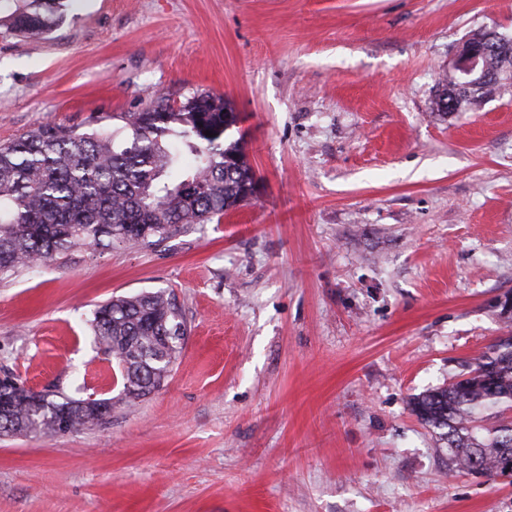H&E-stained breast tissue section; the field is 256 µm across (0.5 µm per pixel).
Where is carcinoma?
I'll use <instances>...</instances> for the list:
<instances>
[{"instance_id": "obj_1", "label": "carcinoma", "mask_w": 512, "mask_h": 512, "mask_svg": "<svg viewBox=\"0 0 512 512\" xmlns=\"http://www.w3.org/2000/svg\"><path fill=\"white\" fill-rule=\"evenodd\" d=\"M75 0H24L9 14L11 29L42 37ZM446 74L434 111L479 106L507 89L489 81L457 91ZM224 97L195 94L175 101L154 93L151 105L120 115L126 137L44 125L0 145V275L33 264H66L80 249L150 245L189 224H201L248 199L251 171L244 141L226 137ZM213 133L209 137L205 132ZM504 333L462 364L448 384L410 401L411 411L448 441V465L468 473L512 470V315ZM92 335L121 367L126 402L159 389L169 377L185 322L163 290L119 296L95 308ZM14 402L0 415V433L58 434L104 421L101 400L36 392L0 382Z\"/></svg>"}]
</instances>
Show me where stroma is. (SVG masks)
<instances>
[{
    "label": "stroma",
    "instance_id": "1",
    "mask_svg": "<svg viewBox=\"0 0 512 512\" xmlns=\"http://www.w3.org/2000/svg\"><path fill=\"white\" fill-rule=\"evenodd\" d=\"M478 29L512 37V0H76L39 39L0 15V144L208 92L257 179L159 244L0 279V377L112 402L0 435V512H512V477L449 472L410 409L512 289V89L432 109ZM159 289L187 336L129 406L87 319Z\"/></svg>",
    "mask_w": 512,
    "mask_h": 512
}]
</instances>
